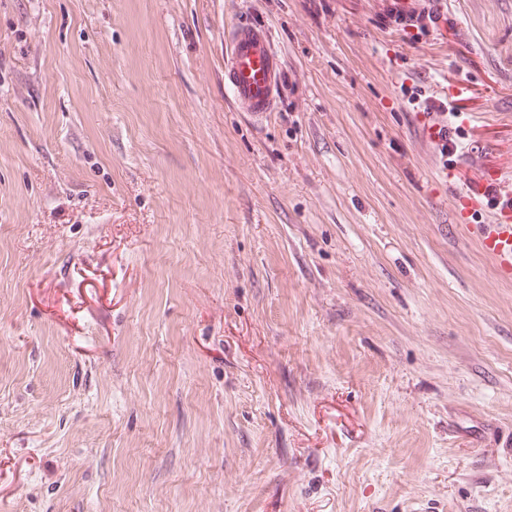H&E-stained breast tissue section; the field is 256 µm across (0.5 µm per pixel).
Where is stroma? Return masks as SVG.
Segmentation results:
<instances>
[{
  "label": "stroma",
  "instance_id": "35a3bbf8",
  "mask_svg": "<svg viewBox=\"0 0 512 512\" xmlns=\"http://www.w3.org/2000/svg\"><path fill=\"white\" fill-rule=\"evenodd\" d=\"M440 6L0 0V512H512V280L455 220L512 174V0ZM384 21L403 30H416L425 36L434 29L440 18V8L434 2L441 0H387ZM224 44V81L234 102L250 119H266L277 107L285 69L268 27L239 16L224 29ZM502 184L501 174L488 173L485 178L484 186L475 187L470 191H461L459 194L465 197L461 203V208L457 211V220L461 224H466L473 212L482 207L484 199L488 193L494 191Z\"/></svg>",
  "mask_w": 512,
  "mask_h": 512
}]
</instances>
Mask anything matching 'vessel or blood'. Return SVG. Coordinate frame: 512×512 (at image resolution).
Masks as SVG:
<instances>
[{
	"mask_svg": "<svg viewBox=\"0 0 512 512\" xmlns=\"http://www.w3.org/2000/svg\"><path fill=\"white\" fill-rule=\"evenodd\" d=\"M224 44V81L234 102L250 119H266L277 107L285 69L268 27L238 17L225 29ZM501 184L500 175L490 173L484 185L467 191L457 211L458 221L467 223L488 193L497 191ZM476 230L484 253L494 261L499 275L512 279V191L500 194L493 222L477 225Z\"/></svg>",
	"mask_w": 512,
	"mask_h": 512,
	"instance_id": "b4317fda",
	"label": "vessel or blood"
}]
</instances>
